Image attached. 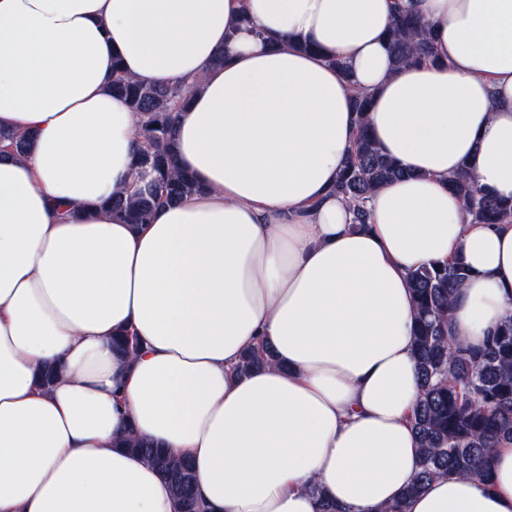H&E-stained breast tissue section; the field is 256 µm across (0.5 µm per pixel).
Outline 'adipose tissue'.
I'll list each match as a JSON object with an SVG mask.
<instances>
[{
	"mask_svg": "<svg viewBox=\"0 0 512 512\" xmlns=\"http://www.w3.org/2000/svg\"><path fill=\"white\" fill-rule=\"evenodd\" d=\"M395 3L0 0V129L27 141L0 155V512H175L129 434L189 459L208 512H319L314 486L381 512L415 480L410 272L470 268L465 345L512 315V223H469L448 187L466 167L512 198V0H411L439 62L400 70ZM117 68L190 92L174 140L200 189L139 226L103 206L144 185ZM360 92L410 175L359 228L334 185ZM491 467L403 512H512V445ZM274 363L275 359L273 350L270 347H265L261 352L251 350L245 354L238 365V369L241 373L246 374Z\"/></svg>",
	"mask_w": 512,
	"mask_h": 512,
	"instance_id": "adipose-tissue-1",
	"label": "adipose tissue"
}]
</instances>
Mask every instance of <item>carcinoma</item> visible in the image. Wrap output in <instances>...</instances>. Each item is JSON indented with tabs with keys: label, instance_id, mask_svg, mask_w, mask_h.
<instances>
[{
	"label": "carcinoma",
	"instance_id": "cac0c4a2",
	"mask_svg": "<svg viewBox=\"0 0 512 512\" xmlns=\"http://www.w3.org/2000/svg\"><path fill=\"white\" fill-rule=\"evenodd\" d=\"M387 41L396 69L433 58L431 33L406 2L397 6ZM110 90L127 99L140 118L144 146L139 166L153 179L133 198H112L107 206L118 220L148 224L159 206L176 203L199 190L194 177L178 169L172 140L174 115L186 102L188 91L177 86L144 85L119 72ZM369 105L368 95L356 96V136L351 156L336 181V192L352 207L353 223L359 225L368 223L366 202L373 191L408 175L369 136L365 124ZM449 187L473 222L502 224L512 219V201L489 195L468 173L450 178ZM469 276L470 270L457 259L410 273L420 379L412 423L418 436L420 471L403 492L402 501L382 512H402L403 501L436 478L487 472L494 449L512 442V317L497 326L478 348L458 341L451 311L457 291ZM274 363L273 350L266 347L245 354L238 369L246 374ZM123 448L144 458L168 482L178 512H206L195 492L188 460L135 437L123 441Z\"/></svg>",
	"mask_w": 512,
	"mask_h": 512
}]
</instances>
